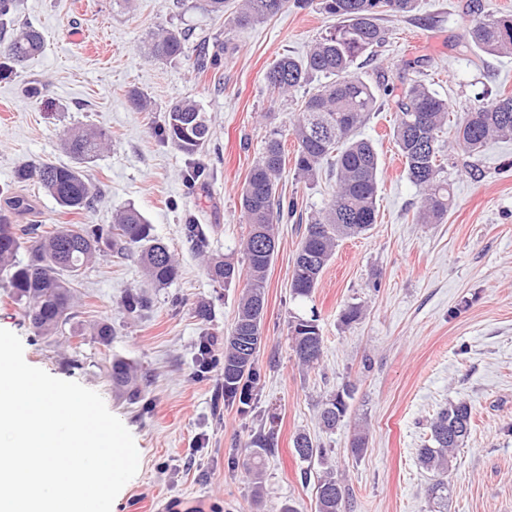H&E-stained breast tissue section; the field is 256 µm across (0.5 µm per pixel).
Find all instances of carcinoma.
Segmentation results:
<instances>
[{
  "instance_id": "obj_1",
  "label": "carcinoma",
  "mask_w": 512,
  "mask_h": 512,
  "mask_svg": "<svg viewBox=\"0 0 512 512\" xmlns=\"http://www.w3.org/2000/svg\"><path fill=\"white\" fill-rule=\"evenodd\" d=\"M288 0H242L236 22L248 25L276 16ZM322 10L336 18L311 46L305 56L289 54L277 57L266 69L267 87L287 95L312 83L324 81L308 91L291 126L295 141L293 156L297 176L311 181L322 164L336 169V191L322 210L311 216L297 251L291 291L295 298H308L333 257L339 242L367 232L377 220L376 196L380 162L368 139L356 136L371 113L378 110V98L394 102L396 122L392 139L404 164L408 179L424 191L423 204L416 214L418 224H437L448 212L450 186L441 178L445 171L442 144L446 130H453L454 142L471 156L479 154L492 139H512V96L502 94L481 102L449 126L448 101L421 81H414L399 93L379 82L371 85L359 72L358 59L373 53L386 40L381 26L387 12L406 13L415 0H321ZM18 0H0V43L13 46V58L0 61V77L40 56L45 47L40 31L16 22ZM472 20L466 30L470 47L480 53L496 55L512 52V15L485 11L482 0H471ZM187 35L183 31L161 30L151 37V56L174 61L187 57ZM221 58L202 43L196 49L194 65L205 72L220 65ZM167 142L178 151L194 156L210 142L211 131L205 112L191 99L175 104L162 126ZM103 130L75 128L62 138L73 163L43 161L16 172L17 181L37 179L63 210L87 213L94 208L96 194L83 174L110 145ZM284 144L273 135L250 170L241 193V207L248 224L241 243L245 266L240 268L220 256H209L205 268L211 281L228 285L239 279L245 285L237 306L231 332L224 338V401L249 407L253 385L260 377L257 339L262 337L266 305L267 275L275 254L277 225L294 211V200L278 193L286 166ZM5 207L0 208V278L10 288L11 297L21 305L23 316L45 335L68 330L71 326L74 288L85 269L102 249L122 257L139 256L146 278L164 288L179 276V264L168 246L152 233V226L133 206L113 213L110 224H72L47 228L43 224H17L16 215L31 210L28 197L5 192ZM27 259H18L20 252ZM288 332L298 363L312 368L320 360L323 338L317 319L295 316L288 321ZM109 379L116 387H127L138 398L142 389L135 383L132 367L121 360L112 362ZM351 389L328 395L321 401L319 421L333 430L347 411L346 398ZM472 428V410L465 401L451 403L430 424L431 444L419 450L424 468L437 480L427 490L432 499L448 498V471L455 450L462 447ZM252 445L259 451L243 461L252 476L255 490L262 487L261 452L273 448V436L258 435ZM293 450L303 461L325 464L331 449L313 442L305 433L294 437ZM346 492L341 478L332 471L317 477L316 512H346Z\"/></svg>"
}]
</instances>
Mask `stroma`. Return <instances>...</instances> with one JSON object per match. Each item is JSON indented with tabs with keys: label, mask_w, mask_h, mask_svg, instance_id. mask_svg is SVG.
<instances>
[{
	"label": "stroma",
	"mask_w": 512,
	"mask_h": 512,
	"mask_svg": "<svg viewBox=\"0 0 512 512\" xmlns=\"http://www.w3.org/2000/svg\"><path fill=\"white\" fill-rule=\"evenodd\" d=\"M469 0H416L413 11L384 17L387 42L362 56L360 71L401 89L415 80L447 99L455 118L479 100L512 95V54H473L464 37ZM241 0H226L223 16L204 0H19L17 19L44 36L43 55L23 72L0 79V189L20 192L33 208L20 224H108L112 213L134 205L154 235L174 252L178 278L164 288L147 284L138 256L99 257L76 289L74 325L84 335L67 342L38 337L0 282V328L17 334L34 367L97 391L131 432L139 469L116 497L112 512H162L168 500L204 512H315L323 468L300 460L292 441L308 433L330 448L349 512H512V140L490 142L476 157L447 151L445 175L452 204L438 224L414 217L423 192L403 172L391 131L396 114L381 108L360 135L381 163L377 222L344 240L311 298L291 294L301 218L330 199L336 178L322 166L311 181L285 167L279 189L297 214L278 226L269 269L253 407L225 404L220 367L201 370V342L224 350L241 283L209 280L204 254L241 262L247 231L240 206L249 172L273 131H288L304 96L273 94L263 75L279 55L301 57L334 23L317 4L287 5L277 16L247 27L233 19ZM161 29L189 31L188 49L221 42L218 70L198 72L191 59H153L147 44ZM148 110L134 108L130 93ZM195 100L210 120L212 138L189 157L163 142L159 130L170 107ZM91 125L111 146L86 167L97 194L91 213L61 210L36 182L16 183L23 166L41 160L69 163L61 139L67 129ZM210 174L189 184L192 165ZM480 177H473L471 166ZM208 239L197 249L187 239L188 219ZM149 297L138 314L126 312L127 293ZM210 307L201 321L194 309ZM362 306L346 324L344 310ZM317 313L323 354L312 368L296 360L288 335L291 316ZM111 323L109 342L90 333ZM135 366L141 399L115 390L107 377L113 359ZM354 389L335 431L319 427L318 404L344 386ZM466 401L473 426L448 473V499H429L435 480L418 461L430 439L429 421L449 403ZM365 430L361 455L351 439ZM272 434L264 454L261 493L242 467L229 466L258 434Z\"/></svg>",
	"instance_id": "1"
}]
</instances>
